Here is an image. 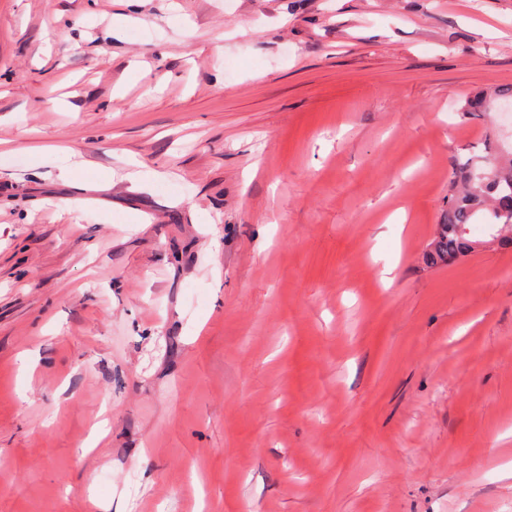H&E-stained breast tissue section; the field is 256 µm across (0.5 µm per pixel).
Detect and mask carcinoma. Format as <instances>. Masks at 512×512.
Instances as JSON below:
<instances>
[{"label":"carcinoma","instance_id":"1","mask_svg":"<svg viewBox=\"0 0 512 512\" xmlns=\"http://www.w3.org/2000/svg\"><path fill=\"white\" fill-rule=\"evenodd\" d=\"M511 99L512 87L481 92L467 100L463 112L485 116L492 112L493 104ZM474 224L488 226L491 238L498 239V247L512 248V235H500L505 225L512 226V158L487 144L483 151L473 152L453 166L447 205L426 254L428 261L450 262L471 253L478 244L470 239Z\"/></svg>","mask_w":512,"mask_h":512}]
</instances>
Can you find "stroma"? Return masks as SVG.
Instances as JSON below:
<instances>
[{"instance_id":"obj_1","label":"stroma","mask_w":512,"mask_h":512,"mask_svg":"<svg viewBox=\"0 0 512 512\" xmlns=\"http://www.w3.org/2000/svg\"><path fill=\"white\" fill-rule=\"evenodd\" d=\"M502 86L512 0H0V512H512ZM512 99V87L495 89L491 93L481 92L467 100L462 112L472 115H488L492 112V104L499 101H509ZM485 224L501 249L512 248L511 236H500L508 224L512 229V158L484 145L453 166L448 201L437 235L426 257L432 264L464 257L481 241L470 239V227Z\"/></svg>"}]
</instances>
